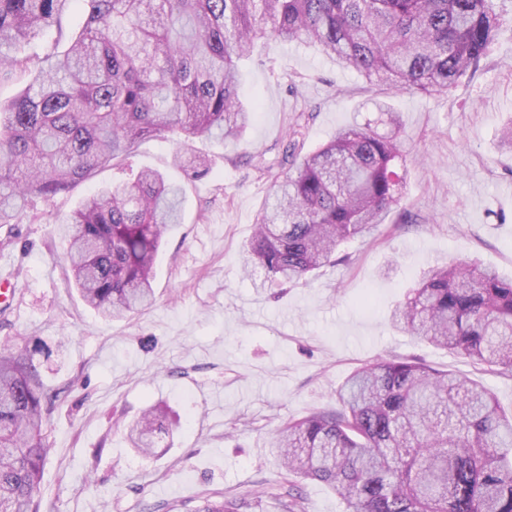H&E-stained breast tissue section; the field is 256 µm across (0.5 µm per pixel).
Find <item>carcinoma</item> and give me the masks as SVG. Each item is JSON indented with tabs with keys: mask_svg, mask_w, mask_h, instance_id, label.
I'll return each instance as SVG.
<instances>
[{
	"mask_svg": "<svg viewBox=\"0 0 512 512\" xmlns=\"http://www.w3.org/2000/svg\"><path fill=\"white\" fill-rule=\"evenodd\" d=\"M74 0H0V83L35 75L0 104V224L34 200L73 190L145 139L177 145V168L210 171L201 138L239 142L253 116L240 61L258 41L311 43L396 90L445 92L477 72L502 25L495 0H80L64 51L19 55L44 32L65 37ZM343 127L316 151L289 153L245 245V269L281 283L336 262L383 224L403 180L396 113ZM183 187L152 169L91 191L61 224L84 301L105 318L151 305L154 263L180 223ZM395 327L512 374V279L465 261L433 267L391 316ZM339 408L275 438L283 465L325 483L347 512H512V414L482 386L421 363L384 360L351 374ZM51 407L28 347L0 353V512H38ZM167 408L129 428L152 454ZM208 495L194 512H248Z\"/></svg>",
	"mask_w": 512,
	"mask_h": 512,
	"instance_id": "1",
	"label": "carcinoma"
}]
</instances>
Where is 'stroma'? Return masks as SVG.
I'll use <instances>...</instances> for the list:
<instances>
[{
  "label": "stroma",
  "instance_id": "1",
  "mask_svg": "<svg viewBox=\"0 0 512 512\" xmlns=\"http://www.w3.org/2000/svg\"><path fill=\"white\" fill-rule=\"evenodd\" d=\"M482 69L450 92H398L304 44L267 41L243 65L242 99L257 118L240 145L197 141L210 174L189 179L173 146L143 141L117 165L0 225V268L15 294L0 308V350L34 349L51 412L40 512H192L221 493L283 512L292 477L270 442L288 422L336 405L359 367L412 359L486 387L512 412V375L394 329L393 309L430 267L474 261L512 276V0ZM388 105L400 123L406 176L399 203L344 262L296 284L247 277L243 246L290 145L309 152ZM151 168L184 182L182 223L156 263L146 311L105 320L69 278L54 222L89 192ZM169 407L170 437L141 457L128 425Z\"/></svg>",
  "mask_w": 512,
  "mask_h": 512
}]
</instances>
